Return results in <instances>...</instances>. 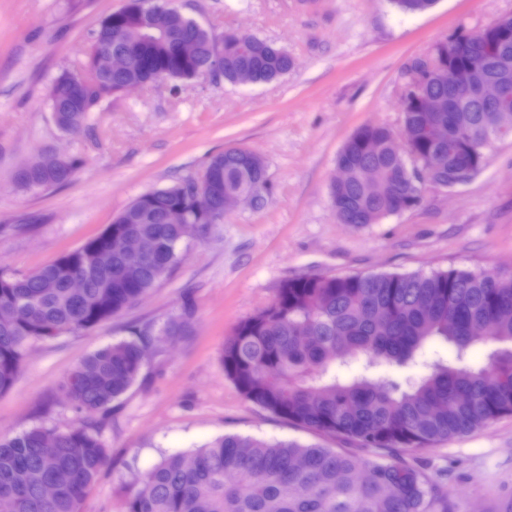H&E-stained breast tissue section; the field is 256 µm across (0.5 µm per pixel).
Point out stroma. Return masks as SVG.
<instances>
[{
    "mask_svg": "<svg viewBox=\"0 0 512 512\" xmlns=\"http://www.w3.org/2000/svg\"><path fill=\"white\" fill-rule=\"evenodd\" d=\"M126 0H0V268L27 273L101 232L140 195L199 178L229 147L259 156L267 205L239 204L180 246L181 259L137 304L99 327L32 344L0 395V434L76 424L59 383L88 354L139 339L137 382L95 416L109 460L80 512H123L137 480L162 457L227 433L342 448L362 459L387 451L313 434L247 400L225 376L224 340L305 274L512 273V135L485 147L467 183L431 188L419 206L357 226L330 197L336 157L360 127L401 132L403 71L411 57L512 15V0H437L421 14L390 0H174L215 37L246 32L284 48L288 75L267 85L200 76L112 96L78 134L55 125L54 80L81 75L92 35ZM45 153L82 158L49 189L14 182ZM405 459L448 497L431 512H512V414L473 432L408 451Z\"/></svg>",
    "mask_w": 512,
    "mask_h": 512,
    "instance_id": "stroma-1",
    "label": "stroma"
}]
</instances>
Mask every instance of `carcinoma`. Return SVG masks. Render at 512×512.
<instances>
[{
    "label": "carcinoma",
    "mask_w": 512,
    "mask_h": 512,
    "mask_svg": "<svg viewBox=\"0 0 512 512\" xmlns=\"http://www.w3.org/2000/svg\"><path fill=\"white\" fill-rule=\"evenodd\" d=\"M140 0L105 18L94 34L86 67L94 68L103 49L134 54L127 70L87 85L85 102L95 112L129 79L147 84L199 77L212 63L210 35L178 11L141 14ZM400 10L423 13L436 0H391ZM456 52L438 48L444 64L471 66L476 75L512 87V38L491 33L453 37ZM293 68L288 52L272 42L238 32L224 34V80L244 71L256 83L280 79ZM59 128L73 133L86 115L66 111V101H50ZM404 120L413 129L448 126V144L417 138L400 145L385 126L364 129L349 139L337 160L350 177L330 191L343 224H375L415 207L420 181L451 182L462 165L480 170L484 157L468 158L465 142H453L466 127L489 138L512 134V106L489 110L466 90L430 78L422 95L403 100ZM415 155L430 168H415ZM251 152L228 148L207 167L222 172V193L204 224L221 223L224 199L252 195L265 205L270 191ZM81 164L51 155L16 174L24 188L59 186ZM378 166L383 184L373 187L366 171ZM186 182L138 197L107 229L138 237L144 260L128 265L118 255L95 266L89 256L105 244L101 236L27 274L0 270V394L12 389L25 350L55 331L92 329L134 305L180 260L187 224L168 223L172 209L188 210ZM78 276L85 288L71 293ZM440 342L453 355L420 362L425 344ZM484 347V362L468 363L470 350ZM135 341L106 344L75 366L60 389L81 414L105 413L137 380L143 367ZM224 372L254 404L318 435L355 441L364 448L393 451L386 461H360L334 448L296 441H266L226 434L203 448L165 456L126 497L123 512H430L444 491L410 465L400 452L423 449L512 414V274L454 268L422 273L335 276L308 274L285 282L264 310L238 324L224 341ZM355 363L344 374L340 367ZM421 365L416 375L411 369ZM396 367L404 375L383 373ZM108 460L96 433L77 424L65 431L34 427L0 437V495L21 488L19 512H79L80 504ZM66 470L71 475L54 499L41 487Z\"/></svg>",
    "instance_id": "obj_1"
}]
</instances>
